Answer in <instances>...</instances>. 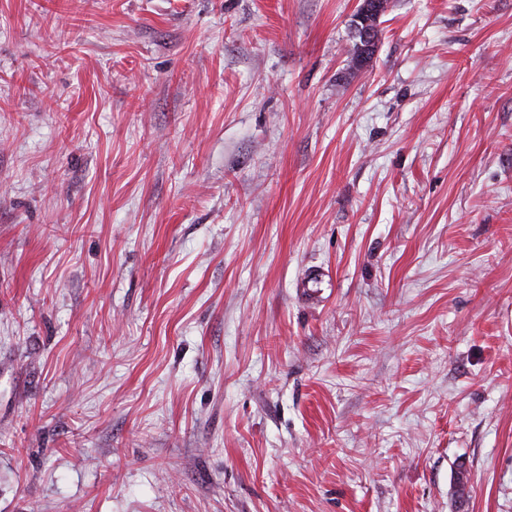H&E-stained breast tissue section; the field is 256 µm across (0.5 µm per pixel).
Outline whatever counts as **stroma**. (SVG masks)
<instances>
[{
  "label": "stroma",
  "mask_w": 512,
  "mask_h": 512,
  "mask_svg": "<svg viewBox=\"0 0 512 512\" xmlns=\"http://www.w3.org/2000/svg\"><path fill=\"white\" fill-rule=\"evenodd\" d=\"M357 6L0 0V512H512V0ZM382 4V9L380 16H376L374 19H372V24L370 25L374 30L373 39L374 42H363L368 41L371 38L372 31L367 27L369 24L368 21L364 22V28L359 27L360 34L362 36V40H359V44H355L353 49V55L350 57V60L348 61L349 65L352 64V67L354 68H360L363 67L368 61L372 58L375 49L377 47L378 41H379V35L381 33V30L378 28L379 19L381 16H383L388 7H389V1L388 0H378Z\"/></svg>",
  "instance_id": "1"
}]
</instances>
